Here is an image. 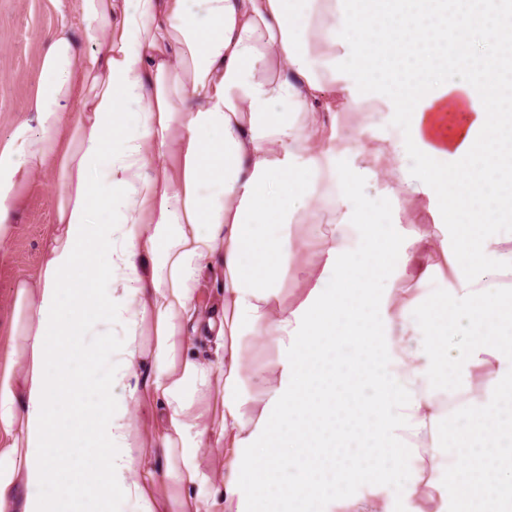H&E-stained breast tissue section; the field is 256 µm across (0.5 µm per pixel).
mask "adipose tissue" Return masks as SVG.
I'll return each mask as SVG.
<instances>
[{
  "label": "adipose tissue",
  "instance_id": "adipose-tissue-1",
  "mask_svg": "<svg viewBox=\"0 0 512 512\" xmlns=\"http://www.w3.org/2000/svg\"><path fill=\"white\" fill-rule=\"evenodd\" d=\"M76 11L80 25L47 35L28 115L0 143V244L21 185L52 172L61 186L0 362V512H111L115 495L153 512L169 487L203 484L186 448L213 430L240 451L224 512H391L362 494L370 485L392 487L408 512H512V0ZM324 108L399 132L370 150L351 133L328 142ZM420 202L433 223H408ZM326 209L321 261L285 303L289 227ZM217 256L222 393L205 415L209 371L176 350ZM147 322L151 369L133 384ZM266 335L279 356L253 385L239 339ZM120 379L129 402L166 406L159 434L114 403ZM451 393L464 397L453 409ZM147 446L181 449L168 483L143 466ZM285 465L294 480L279 479ZM438 474L454 490L444 507Z\"/></svg>",
  "mask_w": 512,
  "mask_h": 512
}]
</instances>
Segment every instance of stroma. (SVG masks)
Here are the masks:
<instances>
[{
	"label": "stroma",
	"instance_id": "stroma-1",
	"mask_svg": "<svg viewBox=\"0 0 512 512\" xmlns=\"http://www.w3.org/2000/svg\"><path fill=\"white\" fill-rule=\"evenodd\" d=\"M63 19L78 23L74 0H0V141L6 140L15 124L26 117L39 81L45 35ZM59 189L57 177L44 172L18 190L15 232L8 243L0 246V355L9 345L12 288L17 280L34 277L40 268L53 228ZM327 229L324 221L293 226L295 248L289 258L292 273L283 282L285 301L302 296L304 287L297 273L316 262ZM223 307V266L215 260L197 283L189 342L182 349L183 354L214 371L224 361V348L212 324L221 318ZM234 456V449L225 447L220 439H210L195 449V460L208 481L201 487L185 488V495H202L210 502V512H224V468Z\"/></svg>",
	"mask_w": 512,
	"mask_h": 512
}]
</instances>
